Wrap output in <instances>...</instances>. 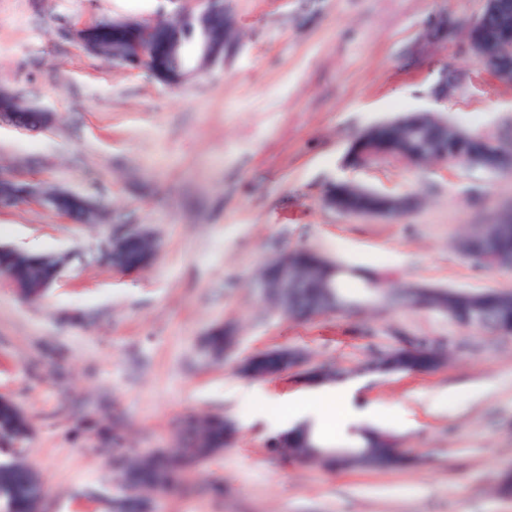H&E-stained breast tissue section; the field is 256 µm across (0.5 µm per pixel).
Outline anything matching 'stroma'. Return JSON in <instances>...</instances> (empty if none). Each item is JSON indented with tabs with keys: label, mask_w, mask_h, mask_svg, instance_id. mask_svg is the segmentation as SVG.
Wrapping results in <instances>:
<instances>
[{
	"label": "stroma",
	"mask_w": 512,
	"mask_h": 512,
	"mask_svg": "<svg viewBox=\"0 0 512 512\" xmlns=\"http://www.w3.org/2000/svg\"><path fill=\"white\" fill-rule=\"evenodd\" d=\"M483 0H226L239 46L173 89L85 51L76 29L102 18L169 19V0H0V87L49 112L43 129L0 119V165L46 188L96 195L106 214L81 224L22 201L0 208V242L69 255L39 302L0 281V397L28 415L25 463L43 512H100L87 489L116 480L111 436L140 454L178 444L187 416L221 414L232 445L155 499L154 512H512V336L464 328L428 309L276 311L255 286L268 260L311 248L386 286L512 290V271L478 268L458 235L512 206V175L385 161H345L368 126L440 111L469 130L512 135V81L478 63L464 33ZM448 18V36L430 33ZM458 78L452 99L432 89ZM345 182L417 198L392 218L326 207ZM159 248L125 271L101 245L134 226ZM236 351L212 360L215 324ZM452 343L438 369L378 375L365 366L398 337ZM281 346L309 367L344 370L334 444L372 426L412 459L403 470L330 468L272 449L287 407L311 387L291 371L261 381L237 362Z\"/></svg>",
	"instance_id": "1"
}]
</instances>
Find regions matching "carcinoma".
<instances>
[{
    "mask_svg": "<svg viewBox=\"0 0 512 512\" xmlns=\"http://www.w3.org/2000/svg\"><path fill=\"white\" fill-rule=\"evenodd\" d=\"M96 55L115 64H121L118 41L112 39V23L105 18L99 21ZM163 33L168 39L180 43L182 64L193 61V49L198 37L195 26L187 22L163 21L155 24L148 33L152 37ZM209 37L216 42L234 40L235 29L224 14L215 13L209 20ZM16 124L25 128H36L44 124L42 112H15ZM466 138L456 139L452 133L427 130L418 136L406 129L382 124L368 127L358 137L356 145L366 148L363 163L374 164L382 159L424 151L429 155L424 142L430 141L452 157L458 153L476 152L480 149L477 140L499 144L506 152L504 139L489 132L465 130ZM328 193L339 199L342 212L349 214L374 215L381 211L383 200L379 197H358L348 186L336 184ZM90 200L87 195L73 193L63 198L58 209L68 215L83 217L84 204ZM458 247L476 263L501 270H512V219L505 215L496 216L487 224H480L471 233L458 240ZM148 244L138 238L127 240L117 257L115 266L127 271L142 267ZM321 254L314 251H300L291 254L288 265L293 269L292 288L286 293L276 294L275 301L288 308L292 314H307L331 307L330 298L336 299V306H354L359 300L344 291L343 271L321 269L318 261ZM8 267L10 276L19 282L33 284L55 282L61 276L65 259L54 263L42 260V255H32L24 265H15L8 259L0 261ZM393 304L410 301L435 311L444 308L451 319L468 329L492 330L500 334L512 333V291L471 290L462 292L444 288L437 295L427 293H396L388 296ZM227 332L216 329L209 337L208 348L215 356L224 355ZM388 362L399 372L433 370L446 358L443 351L424 353L418 349L395 348L386 352ZM279 367V358L271 351L254 362V368L263 373H273ZM232 421L213 417L186 428V436L176 452L168 453L155 449L138 458L121 463L119 478L120 492L90 493L103 507V512H145L146 506L141 493L151 492L162 483L172 487L180 475L209 457L224 450L227 431ZM0 431L8 439L0 442V512H32L35 498L41 493L36 474L22 462L26 451L23 443L28 439L31 425L27 415L8 400L0 401ZM273 443L290 448L297 454L315 453L334 465H359L364 467L399 468L405 464V457L394 448L390 435L384 431L366 428L358 433L356 442L347 447H330L321 444L311 428L304 426L274 438Z\"/></svg>",
    "mask_w": 512,
    "mask_h": 512,
    "instance_id": "1",
    "label": "carcinoma"
}]
</instances>
